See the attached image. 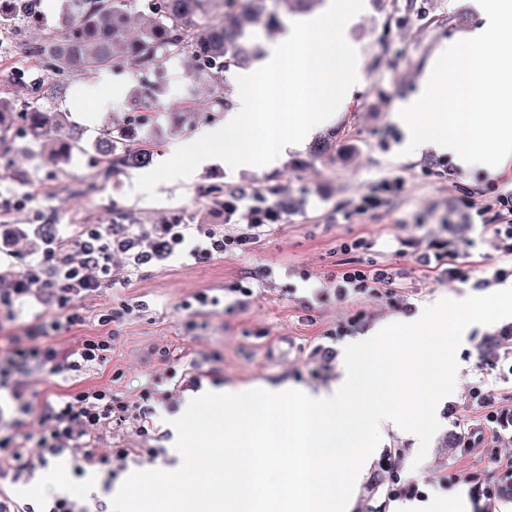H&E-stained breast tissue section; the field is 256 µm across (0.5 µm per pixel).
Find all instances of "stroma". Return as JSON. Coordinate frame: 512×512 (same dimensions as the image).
Returning a JSON list of instances; mask_svg holds the SVG:
<instances>
[{
	"instance_id": "stroma-1",
	"label": "stroma",
	"mask_w": 512,
	"mask_h": 512,
	"mask_svg": "<svg viewBox=\"0 0 512 512\" xmlns=\"http://www.w3.org/2000/svg\"><path fill=\"white\" fill-rule=\"evenodd\" d=\"M61 3L42 0L41 20L0 30V65L17 73L15 79L0 80V97L67 113L81 136L80 150L60 166L43 139L25 134L21 125L12 128L15 168L0 171V188L27 204L0 224V249L15 250V269L37 254L30 239L18 235L33 221L53 225L60 238L71 236L79 224H118L134 232L175 218L185 224H220L224 213L211 194L215 188L258 190L283 211L280 224L246 254L231 252L205 266H189L175 257L166 266H145L132 274L123 260H116L111 283L78 300L86 322L71 331L42 335L33 305L0 312V363L8 362L19 342L67 348L80 338L108 334L116 348L111 363L90 371L53 375L33 366L13 373L8 385L0 387V398L8 399L11 388L21 385L30 406L0 420V432L37 436L42 404L58 402L78 387L121 392L155 379L161 382L152 434L142 435L138 422L131 420L103 426L94 439L103 453L128 449L126 458L113 459L108 467H81L70 455L53 457L27 480L7 486V493L18 501L34 504L56 496L58 489L47 476L59 466L66 471L68 497L91 506L111 500L113 490L132 473L162 471L175 464L168 420L184 403L187 374H201L205 391L282 381L316 389L335 381L343 341L327 332L345 323L350 311L336 299L316 298L301 273L334 272L343 242L360 241L352 254L355 260L391 263L403 271L391 292L364 299L362 321L352 331L356 337L407 310L473 295V283L490 277L501 265V254L483 226L466 222L458 193L443 171L442 155L427 150L407 157L405 136L394 119L399 102L415 91L419 74L438 47L477 25L468 0H367V10L351 31L362 49L364 83L336 123L331 149L317 156L308 145L261 172L235 173L217 163L203 168L188 185L170 175L149 185L139 182V169L124 167L113 169L109 182L96 184L97 133L84 126L79 115L101 106L97 89L106 82L112 87V106L104 121L126 123L131 118L126 104L141 98V86L128 62L119 72L71 73L61 97L36 94L40 73L30 67L27 50L58 26ZM229 93V88L196 79L188 57L177 58L156 79L153 110L136 127L134 139H160L168 145L192 138L202 126L223 120V113L214 109L215 99ZM395 178L403 181L399 193L383 196L374 211L358 210L362 196ZM91 183L96 191L85 193ZM434 238L457 251L463 280H442L412 261L411 244ZM202 294L211 297V305L200 306ZM307 298L313 302L308 310L302 305ZM136 302L142 305L139 313L121 314L123 304ZM108 313L112 322L100 326L99 317ZM496 331L493 324L466 329L456 353L455 388L437 406L440 427L426 456H419L417 440L398 433L383 435L380 444L399 453L403 476L419 482L429 498L440 496L438 484L449 477L466 486L472 512H486L481 487L500 489L512 479V378L499 374L500 367L512 365V341L497 338ZM481 385L490 389V406L469 396L471 388ZM490 409L499 414V421L486 420ZM467 432L477 441L466 452L455 442Z\"/></svg>"
}]
</instances>
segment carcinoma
Listing matches in <instances>:
<instances>
[{
  "label": "carcinoma",
  "mask_w": 512,
  "mask_h": 512,
  "mask_svg": "<svg viewBox=\"0 0 512 512\" xmlns=\"http://www.w3.org/2000/svg\"><path fill=\"white\" fill-rule=\"evenodd\" d=\"M136 0H63L62 21L54 35L30 46L34 62L45 73L41 96L50 98L66 87L71 70L117 69L127 61L137 72L164 68L167 60L186 55H202L213 64L197 66L196 73L215 86L224 84L225 74L249 62L260 51L247 48L244 24L254 22L250 7L254 0H167V17L137 38L127 35V22ZM17 114L34 137L46 129L62 128L60 113L28 106L17 111L16 104L0 98V116ZM132 137L128 129L107 127L98 138V164L110 168L135 167L150 162L161 143H145L117 149V143ZM79 138L68 133L53 142L52 155L60 164L69 161Z\"/></svg>",
  "instance_id": "cac0c4a2"
}]
</instances>
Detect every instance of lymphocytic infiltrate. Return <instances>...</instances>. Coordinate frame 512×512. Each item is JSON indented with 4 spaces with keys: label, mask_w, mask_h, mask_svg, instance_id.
<instances>
[{
    "label": "lymphocytic infiltrate",
    "mask_w": 512,
    "mask_h": 512,
    "mask_svg": "<svg viewBox=\"0 0 512 512\" xmlns=\"http://www.w3.org/2000/svg\"><path fill=\"white\" fill-rule=\"evenodd\" d=\"M495 194L489 201L478 203L470 194H463L462 206L484 224L499 243L503 254L512 255V181L495 183ZM224 211L237 215L233 229L221 224H163L150 232L130 233L99 224L83 225L70 241L45 238L39 257L25 264L20 280L12 287L0 289V310L13 312L17 305L41 301L51 296L57 310L39 313L43 334L71 330L83 325L85 316L76 301L97 292L112 280V260L125 257L129 266L140 268L159 265L175 252H182L188 264H208L222 258L231 250L248 252L267 228L281 220L276 205H253L238 209L225 203ZM346 258L336 274L324 278L323 288L342 299L358 300L396 285L400 269L389 264L365 265L350 260L352 244L340 246ZM16 364L37 359L49 372L83 371L104 366L112 360V339L97 336L82 339L77 345L60 349L48 344L14 352ZM151 390H142L135 401L114 394L111 388L87 386L71 392L66 400L46 405L43 411L44 428L35 443L12 438H0V480L20 479L26 472L46 465L49 458L67 451L81 460L111 463L113 456L97 455L91 448H73L75 439L95 433L105 422L125 421L136 414L147 421L153 413Z\"/></svg>",
    "instance_id": "1"
}]
</instances>
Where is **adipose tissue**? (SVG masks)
<instances>
[{"instance_id": "adipose-tissue-1", "label": "adipose tissue", "mask_w": 512, "mask_h": 512, "mask_svg": "<svg viewBox=\"0 0 512 512\" xmlns=\"http://www.w3.org/2000/svg\"><path fill=\"white\" fill-rule=\"evenodd\" d=\"M479 23L444 43L426 65L396 122L406 148L452 155L495 174L512 163V0H469ZM365 0H326L284 29L276 44L232 77L233 108L221 123L173 143L160 166L182 182L223 156L260 171L336 124L363 82L361 50L349 31Z\"/></svg>"}]
</instances>
